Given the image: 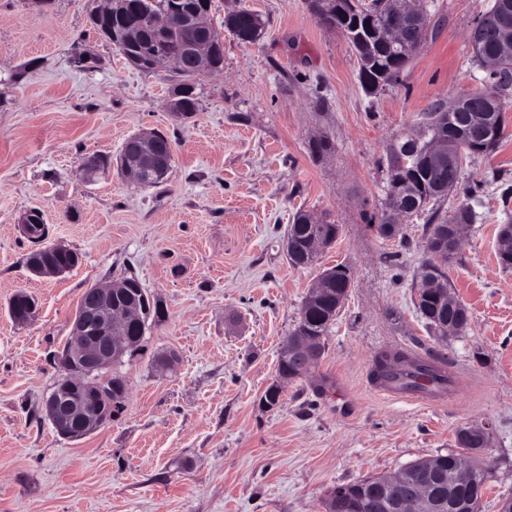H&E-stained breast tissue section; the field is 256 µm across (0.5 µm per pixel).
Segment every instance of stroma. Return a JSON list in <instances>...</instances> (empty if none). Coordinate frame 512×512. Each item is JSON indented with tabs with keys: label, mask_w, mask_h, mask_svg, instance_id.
I'll list each match as a JSON object with an SVG mask.
<instances>
[{
	"label": "stroma",
	"mask_w": 512,
	"mask_h": 512,
	"mask_svg": "<svg viewBox=\"0 0 512 512\" xmlns=\"http://www.w3.org/2000/svg\"><path fill=\"white\" fill-rule=\"evenodd\" d=\"M488 0H419L432 31L399 80L367 95L347 39L308 0H212L214 24L238 7L265 23L255 44L224 37V70L196 82L200 110L169 111L164 72H143L91 27L92 0H0V512H324L334 486L453 450L458 427L492 432L479 512L512 500V269L498 233L512 221V94L505 134L463 162L449 206L483 182L478 219L448 279L469 314L438 341L416 308L429 255L424 218L385 239L369 225L385 196L387 153L424 112L483 86L470 30ZM93 68L74 64L76 53ZM24 68L20 81L7 75ZM171 137L167 181L82 179L85 158L118 155L131 135ZM328 135L316 157L310 142ZM37 209L51 244L79 255L55 277L31 273L18 227ZM340 226L313 265L285 251L297 212ZM349 266L352 286L315 367L266 408L277 353L312 282ZM135 274L162 310L118 372L125 410L80 440L57 434L44 402L62 368L84 292ZM39 314L16 324L18 291ZM402 350L444 360L454 398L411 402L371 374Z\"/></svg>",
	"instance_id": "obj_1"
}]
</instances>
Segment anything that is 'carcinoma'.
<instances>
[{
  "label": "carcinoma",
  "mask_w": 512,
  "mask_h": 512,
  "mask_svg": "<svg viewBox=\"0 0 512 512\" xmlns=\"http://www.w3.org/2000/svg\"><path fill=\"white\" fill-rule=\"evenodd\" d=\"M388 2L342 0L340 10H331V20L341 29L357 55L359 80L368 93L397 81L413 57L412 52L402 45L378 49L373 44L375 33L383 26L389 13ZM210 3L211 0H121L112 16L102 15L96 8L90 12L88 20L93 29L115 45L129 63L142 70H155L154 58L161 52L175 57L178 66L172 69L171 111L188 120L199 111V99L195 95L198 62L191 51L188 36L191 15L187 13L186 6L191 5L207 13L206 5ZM163 13L171 16L172 25L162 34L152 28V23L156 15ZM230 19L237 31L262 37L264 21L255 12L241 8L232 12ZM497 52L498 44L492 37L472 45L473 61L485 68L486 88L466 93L448 103L434 104L428 112L424 132L416 139L401 141L388 157L386 210L411 209L415 214L425 216L424 238L428 246L440 238L441 232H450L451 225L473 224L478 218L475 204L480 202L478 193L482 188L479 183L472 190V202L454 207L449 214L442 211L454 182L461 177L462 167L448 171V161L432 156L429 145L434 140L443 139L451 145L463 146L467 156L490 153L496 148L504 131L502 99L512 88V67H487V60ZM339 232L337 224L307 213H297L288 229V259L295 266L312 264L315 255H305L306 242L320 238L331 244ZM455 254L456 251L450 250L435 261L425 262L423 284L436 281L440 291L429 295L418 291V311L427 325L444 337L448 335L443 328L445 321L457 319L460 313V310L445 305L448 295L452 294L446 265ZM321 278L329 282L330 292L319 298L305 297L299 322L292 331L294 336L316 339L326 336L342 304L336 299V289L351 288L352 275L346 267L328 269ZM123 281L129 285L127 297L144 309L143 321L130 327L129 332L143 337L150 323L159 318L160 308L136 275L126 276ZM372 375L383 385L412 391L425 390L432 396L443 394L451 383L449 375L441 373L437 364L402 351L383 355L376 361ZM481 449L480 441L461 446L460 456L476 470L475 482L469 489L472 512H479L485 484V471L475 456V452ZM435 460L439 465L436 484L440 491L446 493L455 484V473L448 467V456L438 455Z\"/></svg>",
  "instance_id": "1"
}]
</instances>
